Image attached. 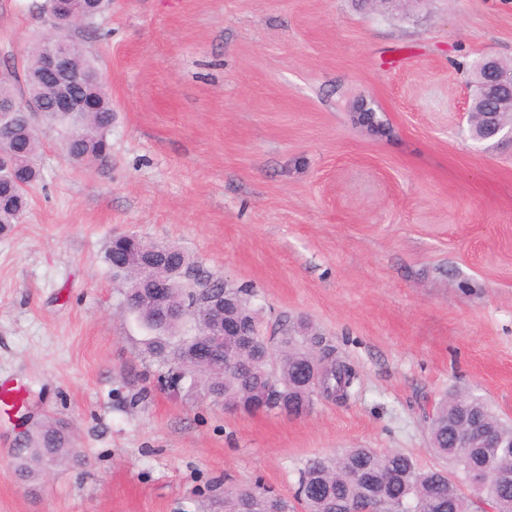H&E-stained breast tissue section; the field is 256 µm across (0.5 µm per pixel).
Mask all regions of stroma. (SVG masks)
<instances>
[{
  "label": "stroma",
  "instance_id": "obj_1",
  "mask_svg": "<svg viewBox=\"0 0 512 512\" xmlns=\"http://www.w3.org/2000/svg\"><path fill=\"white\" fill-rule=\"evenodd\" d=\"M42 0H0V78ZM76 40L112 100L111 152L70 161L47 118L21 223L0 232V512H222L293 498L317 456L441 464L425 413L474 389L512 418V148L468 136L464 62L512 60V0H112ZM368 103L387 131L360 127ZM116 233L173 244L249 287L264 336L310 321L354 365L303 416L164 389L125 303ZM68 427L80 466L21 480L22 422ZM288 500L258 486L224 493V512H290Z\"/></svg>",
  "mask_w": 512,
  "mask_h": 512
}]
</instances>
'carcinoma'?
Returning a JSON list of instances; mask_svg holds the SVG:
<instances>
[{"label":"carcinoma","mask_w":512,"mask_h":512,"mask_svg":"<svg viewBox=\"0 0 512 512\" xmlns=\"http://www.w3.org/2000/svg\"><path fill=\"white\" fill-rule=\"evenodd\" d=\"M74 66L89 75L97 74L94 58L80 45L74 46ZM476 92L471 99L472 134L494 145L485 113L496 109L494 100L484 94L489 75L482 68L471 70ZM85 92L98 102V111L79 120L61 115L62 146L76 164L92 163L109 155L108 135L112 130V100L103 85L89 83ZM80 126L73 136V126ZM40 133L29 117L21 113L0 120V151L20 159L13 171H0V229L21 222L28 205V188L40 177L35 159ZM192 265L183 250L168 246L165 265L148 270L132 266L125 273V301L143 324L154 332L146 343L147 352L167 367L165 380L177 387L189 378L203 381L206 395L227 408L289 414V408L313 404L315 390L305 392L304 371L309 367L311 346L320 344L317 333L297 321L282 330L276 350H271L261 333L257 311L250 305L249 291L229 288L235 304L228 307V321L245 326L252 338L226 336L224 341L201 352L202 319L163 324L162 310L148 307L144 289L137 284L149 272H162L167 266ZM173 288L168 305L187 309L198 303L194 289L171 274ZM324 373L320 392H346L357 374L329 349H321ZM495 433L496 442L482 448L459 447L455 426L471 418ZM430 445L447 466L423 470L412 456L392 451L379 453L371 448H350L341 455L315 457L306 462L298 479L297 498L306 512H473L476 502L462 490V483L473 469L488 474L481 487V498L495 512H512V423L502 420L483 396L469 390L444 395L427 423ZM63 461L78 462L71 448L70 435L60 423L46 420L29 431L24 448L16 458L15 470L26 481H35L49 467ZM224 512H291L288 500L257 487L224 493Z\"/></svg>","instance_id":"1"}]
</instances>
